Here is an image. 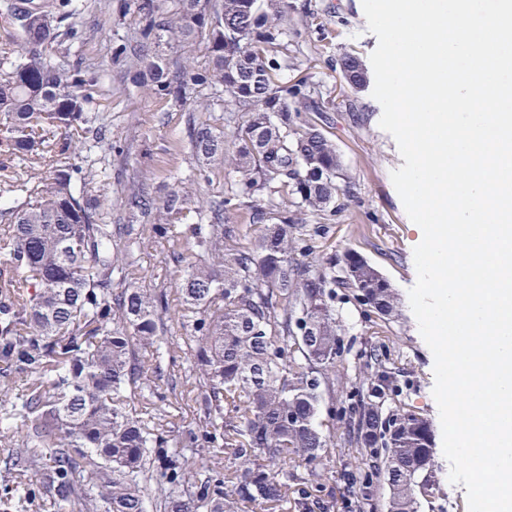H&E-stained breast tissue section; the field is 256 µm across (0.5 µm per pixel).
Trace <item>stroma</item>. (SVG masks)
Wrapping results in <instances>:
<instances>
[{
	"instance_id": "obj_1",
	"label": "stroma",
	"mask_w": 512,
	"mask_h": 512,
	"mask_svg": "<svg viewBox=\"0 0 512 512\" xmlns=\"http://www.w3.org/2000/svg\"><path fill=\"white\" fill-rule=\"evenodd\" d=\"M288 3L291 26L274 52L288 61L285 81L307 78L329 101V110L314 119L333 142L343 173L336 212L305 215L302 223L292 226L291 234L296 243L310 246V262L337 280L332 309L341 351L334 373L322 386L319 421L330 442L312 466L301 468L305 484L289 481L276 512H298L295 503L305 489L320 491L331 504L329 512H349L356 494L342 479L349 462L342 407L347 394L380 374L389 384L383 411L406 408L431 428V482L427 494L419 498L418 512H465L466 488L449 482V464L442 452L441 422L432 394L434 360L408 298L416 281L417 234L391 181L392 171L403 160L393 136L379 126L382 109L371 87L349 92L334 69L337 58L346 52L369 62L377 38L367 28L361 0ZM76 4L82 42L62 36L49 52L55 57L77 53L99 76L100 95L89 115L95 124L105 125L107 140L88 157L95 171L88 190L99 199L101 221L111 225L118 248L131 262L128 275L162 290L167 301L160 315L161 353L140 354L142 376L130 403L156 434L173 444L196 426L201 415L202 386L193 367L179 289L187 263L199 261L200 253L175 234L158 235L152 215L130 211L125 198L138 189L159 199L165 187L197 172L200 164L186 141L190 122H206L229 132L244 115L222 102L210 104L211 91L205 87L196 90L198 101L210 104L202 110L133 85L126 59L118 54L121 47H136L141 40L132 0H76ZM178 251L183 252L184 262L175 260ZM349 253L360 255L389 282L397 298L392 315L369 310L344 287V258ZM236 465L224 445L188 449L186 478L179 492L191 496L198 478L224 475Z\"/></svg>"
}]
</instances>
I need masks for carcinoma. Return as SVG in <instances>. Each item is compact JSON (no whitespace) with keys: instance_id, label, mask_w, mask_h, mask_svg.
<instances>
[{"instance_id":"obj_1","label":"carcinoma","mask_w":512,"mask_h":512,"mask_svg":"<svg viewBox=\"0 0 512 512\" xmlns=\"http://www.w3.org/2000/svg\"><path fill=\"white\" fill-rule=\"evenodd\" d=\"M144 40L191 46L204 40L210 66L180 68L174 76L163 55L133 51L130 80L159 97L194 103L198 86L245 113L233 132L201 123L189 130L199 173L227 165L236 173L235 195L209 198L189 208L184 187L166 191L155 207L154 229L168 232L171 218L194 213L181 236L208 260L189 263L180 291L194 342L193 364L205 390L204 420L173 449L129 409L127 392L137 382L136 350H159V311L164 294L133 280L112 288L122 258L112 225L98 221L99 200L75 183L82 166L57 162L38 177L22 205L0 210V378L25 379L9 396L0 389V443L13 444L14 422L26 429L24 450L4 460L16 479L39 467L57 512L81 500L82 512H146L145 464L160 463L163 512H239L244 502L272 505L284 498L279 472L316 461L327 436L318 428L322 383L335 367L339 338L328 300L327 274L296 259L289 227L307 212L336 209L341 163L319 125L304 116L321 112L305 78L282 82L286 65L272 53L288 28L287 0H222L206 10L199 0H137ZM50 22L77 15L74 0H42ZM42 43L20 39L0 55V167L33 168L76 144L92 153L105 139L90 129L88 110L99 95L98 77L82 60L52 57ZM352 91L368 81L352 53L336 59ZM276 185L291 205L264 197ZM243 206L261 225L246 250L224 247V212ZM356 299L382 316L394 310L390 288H376L368 274L345 279ZM386 378L349 395L343 408L353 462L345 480L356 488L359 510L374 508L383 480L385 512H417L428 486L431 430L407 409L388 417L376 405ZM235 419L224 420V413ZM224 440L238 466L224 479L209 475L194 495L178 494L185 476V448ZM264 454L277 469L255 463ZM92 471L95 480L81 483Z\"/></svg>"}]
</instances>
